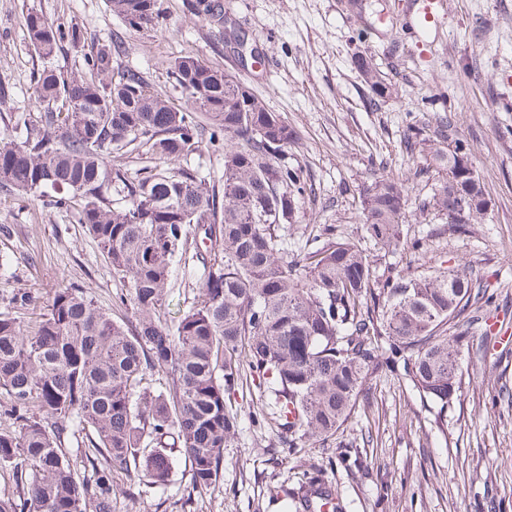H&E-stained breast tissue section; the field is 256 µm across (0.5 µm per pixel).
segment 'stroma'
Segmentation results:
<instances>
[{
  "instance_id": "35a3bbf8",
  "label": "stroma",
  "mask_w": 512,
  "mask_h": 512,
  "mask_svg": "<svg viewBox=\"0 0 512 512\" xmlns=\"http://www.w3.org/2000/svg\"><path fill=\"white\" fill-rule=\"evenodd\" d=\"M418 0H223L224 22L190 12L186 0H163L166 25L125 28L111 0H0V138L22 133L37 117L32 91L44 61L30 46L23 16L33 8L81 28L86 46L121 38L122 65L174 104L184 99L170 64L190 53L235 75L296 132L288 148L306 192L296 223L285 226L289 248L309 243L334 225L358 241L375 270L385 264L427 274L459 264L494 294L490 317L512 323V0H442L446 20L416 27ZM245 36L244 52L225 42L226 29ZM366 61L389 93L374 99L358 67ZM455 120L472 148L492 200L491 212L450 232L444 215L409 222V237L425 240L422 254L387 248L365 236L359 190L373 177L406 180L411 198L431 193L416 173L419 153L406 147L411 124ZM202 267L191 255L176 264L154 317L175 326L199 300ZM83 289L113 319L130 286L112 271L97 242L69 211L0 187V313L21 324L31 312L13 305L28 294L49 301L61 282ZM512 342L471 359L447 412L421 399L399 376L382 369L336 436L303 440L296 452L278 442L274 427H256L253 411L268 397L243 377L232 406L239 432L223 449L210 488L192 490L188 464L177 459L167 485L154 487L136 471L115 473L112 512H275L274 487L296 483L310 464H327L345 448L360 467L335 465L327 477L348 512H512Z\"/></svg>"
}]
</instances>
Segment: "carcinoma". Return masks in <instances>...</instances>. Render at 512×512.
I'll list each match as a JSON object with an SVG mask.
<instances>
[{
  "label": "carcinoma",
  "instance_id": "carcinoma-1",
  "mask_svg": "<svg viewBox=\"0 0 512 512\" xmlns=\"http://www.w3.org/2000/svg\"><path fill=\"white\" fill-rule=\"evenodd\" d=\"M191 9L224 23L221 0H189ZM132 31L164 20L161 0H112ZM30 46L50 61L62 51L83 67L64 73L49 64L33 90L39 119L22 138L0 139V184L71 211L96 239L112 271L128 280L135 320L119 323L79 288L56 289L23 329L0 315V389L15 428L0 430V468L20 476L17 495L0 512H112V475L134 467L157 487L176 461L188 459L193 486L206 489L221 469V451L238 433L232 397L241 366L268 390L270 418L281 444L336 436L382 368L399 373L444 412L462 377L465 357L489 340L482 312L492 302L468 270L427 275L388 267L375 275L350 239L327 226L314 246L288 251L277 231L295 223L303 178L280 158L296 133L240 80L193 54L171 65L185 98L178 107L155 92L140 71L119 64L121 42L85 50L75 23L31 9L24 15ZM372 93L388 92L380 74L362 67ZM203 112L208 142L236 139L224 150V183L210 186L167 164L200 148ZM423 154L431 195L411 206L405 184L380 177L359 191L364 232L387 247L424 250L405 233L414 211L446 216L455 201L486 200L480 177L458 168L473 162L451 120L408 129ZM135 144L161 163L130 178L110 167L112 154ZM117 187L121 204L109 192ZM218 255L201 282L202 297L170 330L154 318L188 239ZM168 388L155 392L152 372ZM91 431V473L78 475L64 453V435ZM282 512H346L343 498L314 465L282 489Z\"/></svg>",
  "mask_w": 512,
  "mask_h": 512
}]
</instances>
